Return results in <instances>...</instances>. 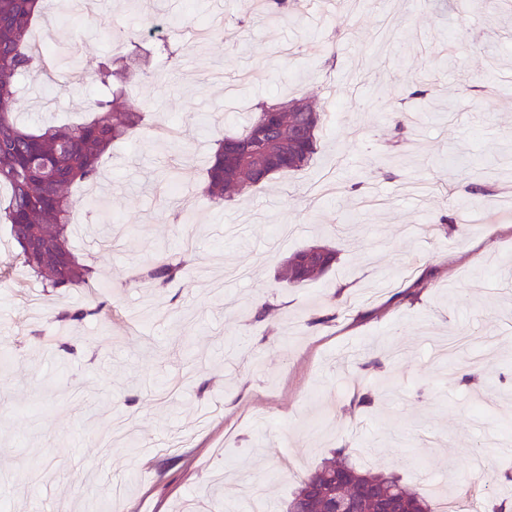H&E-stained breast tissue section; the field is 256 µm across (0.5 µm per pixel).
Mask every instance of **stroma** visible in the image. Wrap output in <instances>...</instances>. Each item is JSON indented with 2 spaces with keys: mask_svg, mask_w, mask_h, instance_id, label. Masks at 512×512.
<instances>
[{
  "mask_svg": "<svg viewBox=\"0 0 512 512\" xmlns=\"http://www.w3.org/2000/svg\"><path fill=\"white\" fill-rule=\"evenodd\" d=\"M49 8L54 78L14 102L30 125L86 113L116 36L179 53L127 85L147 120L102 164L111 194L75 191L71 243L110 290L107 318L33 311L93 294L22 277L0 224V512H248L288 502L339 448L512 512V481L489 498L472 483L475 454L512 469V208L465 191L484 174L512 196V0H306L241 24L234 0ZM292 97L327 114L311 163L212 204L215 140ZM314 244L335 265L280 283ZM164 252L184 277L138 282ZM312 249L319 251L318 259L305 263L304 256ZM336 255V250L326 245H311L301 249L284 261L279 272V280L291 286H300L312 281L332 267Z\"/></svg>",
  "mask_w": 512,
  "mask_h": 512,
  "instance_id": "35a3bbf8",
  "label": "stroma"
}]
</instances>
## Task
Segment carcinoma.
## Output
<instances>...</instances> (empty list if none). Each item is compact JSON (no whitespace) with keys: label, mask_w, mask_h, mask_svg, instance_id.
<instances>
[{"label":"carcinoma","mask_w":512,"mask_h":512,"mask_svg":"<svg viewBox=\"0 0 512 512\" xmlns=\"http://www.w3.org/2000/svg\"><path fill=\"white\" fill-rule=\"evenodd\" d=\"M40 0H0V188L9 196L0 200V222L9 225L19 248L17 263L36 274L49 288H96L90 269L79 262L71 245L75 188L97 182L102 161L112 144L129 138L144 125L145 114L126 105V88L98 65L91 117L82 123L39 125L18 122L12 111L19 81L33 69L43 70V57L32 50V33L43 15ZM323 113L302 97L259 105L258 115L240 133L217 141L206 170L204 193L217 206L224 194L241 193L264 184L271 176L307 166L317 150V132ZM336 250L326 245L301 249L281 266L279 280L300 286L329 270ZM183 262L167 257L148 267L140 280L165 288L180 278ZM109 301L60 313L58 321L82 322L100 317ZM345 477L344 489L356 494L367 485L385 496L398 497L412 512H435L433 502L409 484L385 472L359 470L345 449L325 460L299 484L285 512H325L326 493L336 477Z\"/></svg>","instance_id":"1"}]
</instances>
